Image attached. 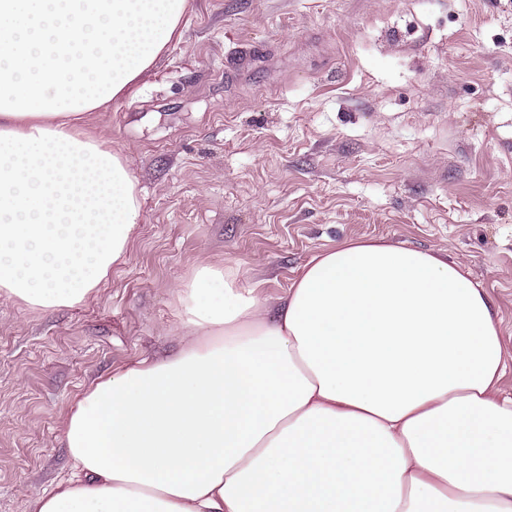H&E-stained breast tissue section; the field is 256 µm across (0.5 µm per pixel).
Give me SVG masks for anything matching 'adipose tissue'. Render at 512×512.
<instances>
[{"label":"adipose tissue","mask_w":512,"mask_h":512,"mask_svg":"<svg viewBox=\"0 0 512 512\" xmlns=\"http://www.w3.org/2000/svg\"><path fill=\"white\" fill-rule=\"evenodd\" d=\"M189 0H0V298H90L138 232L137 185L86 116L181 35ZM174 351L96 379L72 474L31 512H512L494 312L433 251L346 241L275 305L200 260Z\"/></svg>","instance_id":"obj_1"}]
</instances>
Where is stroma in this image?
Here are the masks:
<instances>
[{
    "mask_svg": "<svg viewBox=\"0 0 512 512\" xmlns=\"http://www.w3.org/2000/svg\"><path fill=\"white\" fill-rule=\"evenodd\" d=\"M182 37L94 113L143 220L86 302L0 299V512L71 474L99 376L172 351L201 258L275 302L347 240L440 251L495 312L512 391V0H189Z\"/></svg>",
    "mask_w": 512,
    "mask_h": 512,
    "instance_id": "1",
    "label": "stroma"
}]
</instances>
